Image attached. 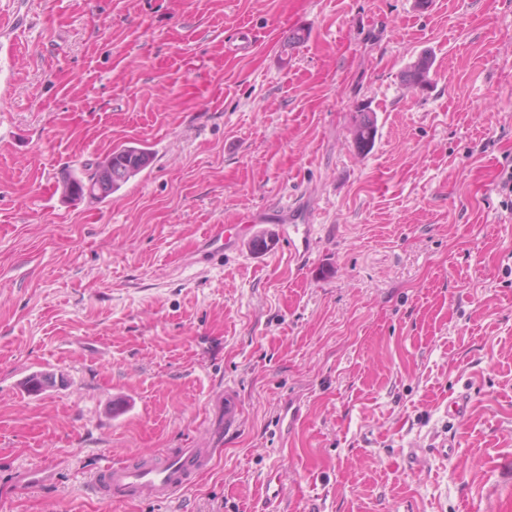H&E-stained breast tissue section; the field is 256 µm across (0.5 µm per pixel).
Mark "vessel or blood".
I'll use <instances>...</instances> for the list:
<instances>
[{
    "label": "vessel or blood",
    "instance_id": "1",
    "mask_svg": "<svg viewBox=\"0 0 512 512\" xmlns=\"http://www.w3.org/2000/svg\"><path fill=\"white\" fill-rule=\"evenodd\" d=\"M209 460V454L200 449L182 448L159 460L107 467L98 473L95 485L111 501L148 498L165 502L190 486Z\"/></svg>",
    "mask_w": 512,
    "mask_h": 512
}]
</instances>
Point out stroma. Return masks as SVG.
<instances>
[{
  "instance_id": "35a3bbf8",
  "label": "stroma",
  "mask_w": 512,
  "mask_h": 512,
  "mask_svg": "<svg viewBox=\"0 0 512 512\" xmlns=\"http://www.w3.org/2000/svg\"><path fill=\"white\" fill-rule=\"evenodd\" d=\"M2 34L0 512H512V0H0ZM284 204L308 259L207 252ZM175 448L212 462L173 501L89 488ZM432 60L428 55H421L402 72L403 81L409 85L423 86L430 82ZM377 133V117L372 111L362 110L359 119L354 125V142L359 151L371 147ZM109 156H112V160L104 159L97 183L100 190L108 188L112 184V188L107 193L99 194L98 190L94 188V184H91L96 175L97 162L84 166L80 176L74 172L63 174L61 182L65 193L76 198L87 196L93 200L106 199L145 169L150 159L149 153L144 148L134 145L115 150L107 157Z\"/></svg>"
}]
</instances>
